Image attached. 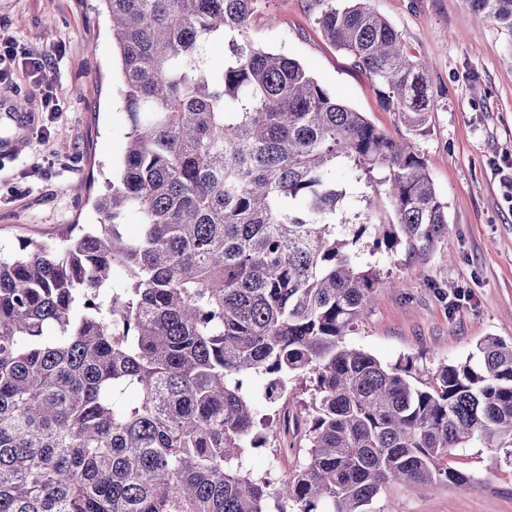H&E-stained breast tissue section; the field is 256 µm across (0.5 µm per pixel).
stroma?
<instances>
[{"label": "stroma", "instance_id": "stroma-1", "mask_svg": "<svg viewBox=\"0 0 512 512\" xmlns=\"http://www.w3.org/2000/svg\"><path fill=\"white\" fill-rule=\"evenodd\" d=\"M325 0H258L252 39L296 59L336 100L362 112L377 129L408 135L387 110L368 74L321 31ZM425 68L433 108L423 133L410 135L437 195L447 206L444 238L433 248L399 243L386 249L373 227L395 220L381 171H336L346 189L350 242L383 288L355 319L345 341L393 366L410 363L431 382L438 367L465 361L477 342H512V194L502 168L512 165V29L475 15L468 0H369ZM0 250L24 240L58 243L71 225L93 224L94 199L117 165L129 131L120 99L121 65L100 0H0ZM44 54L39 78L27 66ZM53 92L47 111L39 88ZM300 438L287 454L252 449L254 475L289 477L303 456ZM451 464L474 477L470 486L430 490L394 483L377 503L397 512H512V457L472 441Z\"/></svg>", "mask_w": 512, "mask_h": 512}]
</instances>
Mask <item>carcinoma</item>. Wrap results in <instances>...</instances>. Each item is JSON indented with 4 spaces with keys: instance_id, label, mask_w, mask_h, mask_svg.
Returning a JSON list of instances; mask_svg holds the SVG:
<instances>
[{
    "instance_id": "obj_1",
    "label": "carcinoma",
    "mask_w": 512,
    "mask_h": 512,
    "mask_svg": "<svg viewBox=\"0 0 512 512\" xmlns=\"http://www.w3.org/2000/svg\"><path fill=\"white\" fill-rule=\"evenodd\" d=\"M100 2L130 128L99 223L0 256V512H397L375 508L391 481L473 483L448 462L473 438L511 455L512 343L429 386L345 343L377 278L336 238V168L386 171L393 240L446 231L409 143L258 46V0ZM469 4L512 28V0ZM319 24L421 130L432 95L395 29L364 0H328ZM296 383L305 461L256 477L243 456Z\"/></svg>"
}]
</instances>
